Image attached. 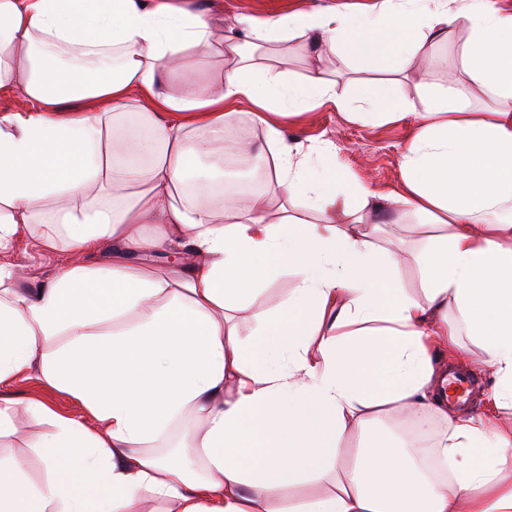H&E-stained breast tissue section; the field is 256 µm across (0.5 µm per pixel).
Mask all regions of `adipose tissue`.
<instances>
[{"label": "adipose tissue", "instance_id": "ef3b65f1", "mask_svg": "<svg viewBox=\"0 0 512 512\" xmlns=\"http://www.w3.org/2000/svg\"><path fill=\"white\" fill-rule=\"evenodd\" d=\"M295 36L298 78L277 61ZM435 44L467 81L336 92L335 64L402 73ZM212 57L210 84L196 62ZM1 93L28 106L0 111V250L26 233L71 259L34 288L0 264V381L38 371L87 418L26 401L51 428L33 440L49 476L0 453V512H512V11L381 0L228 29L189 0H0ZM244 100L262 141L227 144ZM327 104L415 116L390 221L443 226L424 251L376 245L378 196L330 141H288L282 117ZM228 156L266 188L227 207L201 194L223 169L197 163ZM180 246L190 269L127 261ZM410 256L418 298L395 281ZM288 268L287 305L251 307ZM462 329L496 377L485 416L435 390L434 352L461 355ZM177 422L186 441L158 453Z\"/></svg>", "mask_w": 512, "mask_h": 512}]
</instances>
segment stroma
Returning <instances> with one entry per match:
<instances>
[{"label": "stroma", "instance_id": "35a3bbf8", "mask_svg": "<svg viewBox=\"0 0 512 512\" xmlns=\"http://www.w3.org/2000/svg\"><path fill=\"white\" fill-rule=\"evenodd\" d=\"M375 0H197L199 6L224 15L225 24L236 18L254 16L268 18L292 12H304L314 7L347 6L355 11L374 4ZM429 67L426 71H409L402 80L401 91L409 98H417L422 88L437 89L461 79L460 68L454 64L449 46L439 44L427 48ZM288 137L303 139L318 136L331 140L336 146V165L372 191L389 194L399 190L401 183L400 158L410 138L414 119H405L384 125H366L349 121L335 106L308 112L282 120ZM12 266L14 284L18 287L37 285L52 279L64 264L63 254L44 252L27 237L17 238L8 250L0 252V263ZM41 397L52 402L59 410L79 418L82 408L66 395L45 386L37 374L24 380L0 383V399L23 401ZM18 435L0 440L5 453L24 460L31 480L45 479L40 449L31 441L43 427L25 411H17Z\"/></svg>", "mask_w": 512, "mask_h": 512}]
</instances>
